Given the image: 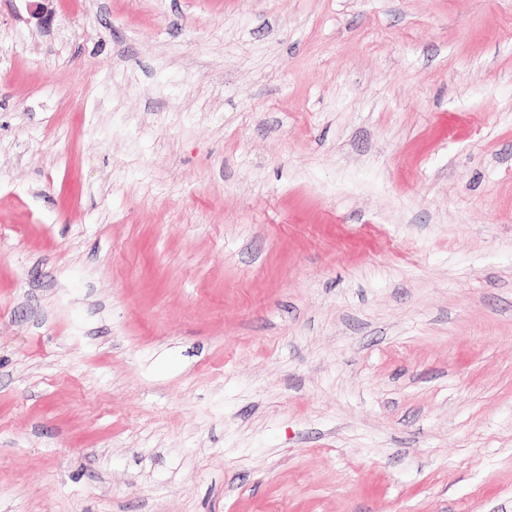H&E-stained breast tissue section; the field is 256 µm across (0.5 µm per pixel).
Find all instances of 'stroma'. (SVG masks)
I'll return each instance as SVG.
<instances>
[{
	"label": "stroma",
	"instance_id": "stroma-1",
	"mask_svg": "<svg viewBox=\"0 0 512 512\" xmlns=\"http://www.w3.org/2000/svg\"><path fill=\"white\" fill-rule=\"evenodd\" d=\"M0 0V512H512V0Z\"/></svg>",
	"mask_w": 512,
	"mask_h": 512
}]
</instances>
